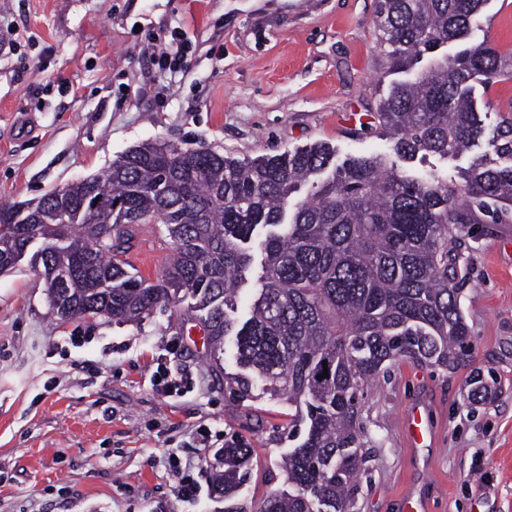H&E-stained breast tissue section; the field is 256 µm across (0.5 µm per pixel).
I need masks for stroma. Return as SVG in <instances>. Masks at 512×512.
I'll return each mask as SVG.
<instances>
[{"label":"stroma","mask_w":512,"mask_h":512,"mask_svg":"<svg viewBox=\"0 0 512 512\" xmlns=\"http://www.w3.org/2000/svg\"><path fill=\"white\" fill-rule=\"evenodd\" d=\"M377 0H0V202L34 203L93 175L129 148L162 140L209 147L240 160L335 147L337 161L388 153L374 115L396 74L376 36ZM186 40L187 67H152L147 44ZM512 51V0H488L472 35ZM487 129L512 119V79L477 88ZM486 142L458 158L428 155L406 170L460 183ZM172 253L161 224L135 228L127 258L156 283ZM461 305L470 357L453 369L389 365L362 408L366 456L353 512H402L415 487L428 512H512V223L475 224L464 251ZM187 302L158 305L143 320L61 319L30 259L0 273V512H224L205 495L177 498L166 457L196 462L210 486L216 452L237 436L254 450L239 490L260 502L283 478L275 465L288 436V405L261 389L231 392L233 351L210 359ZM197 384L158 396L157 367ZM494 376L484 396L474 375ZM428 405L434 434L411 451L403 419ZM206 427L209 447L191 433Z\"/></svg>","instance_id":"stroma-1"}]
</instances>
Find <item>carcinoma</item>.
I'll return each instance as SVG.
<instances>
[{
    "label": "carcinoma",
    "mask_w": 512,
    "mask_h": 512,
    "mask_svg": "<svg viewBox=\"0 0 512 512\" xmlns=\"http://www.w3.org/2000/svg\"><path fill=\"white\" fill-rule=\"evenodd\" d=\"M487 2L378 0L388 69L412 73L393 83L376 115L391 155L351 156L336 167L335 150L322 143L243 161L147 142L36 205L43 239L63 241L58 252L31 256L45 279L66 273L51 302L57 314L79 318L90 307L125 323L188 297L212 350L233 347L229 387L247 398L258 380L288 403L293 446L278 462L283 486L256 506L238 499L253 448L226 444L212 473L224 512H352L365 462L364 386L396 360L453 368L468 355L465 228L512 223V122L489 139L505 163L474 162L460 196L448 178L413 175L402 163L420 153L455 158L483 137L475 84L512 78L511 53L469 41ZM448 44L461 48L438 54ZM328 168L325 180L309 183ZM307 183V196L295 198ZM137 224H162L172 241L155 284L123 259ZM259 227L260 287L241 320L254 264L248 243ZM27 238L18 208L0 206V266L18 264Z\"/></svg>",
    "instance_id": "carcinoma-1"
}]
</instances>
